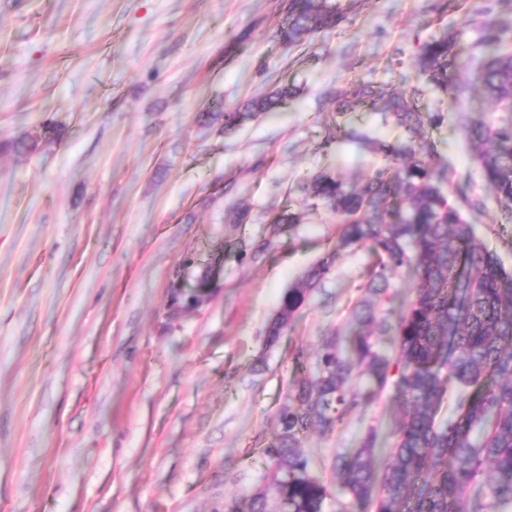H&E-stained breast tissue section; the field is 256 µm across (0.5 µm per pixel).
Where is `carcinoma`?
<instances>
[{"label":"carcinoma","instance_id":"carcinoma-1","mask_svg":"<svg viewBox=\"0 0 512 512\" xmlns=\"http://www.w3.org/2000/svg\"><path fill=\"white\" fill-rule=\"evenodd\" d=\"M478 43L480 58L470 84L449 83L459 66L448 39L420 48L423 72L438 87L456 94L476 89L496 112H512V51H504L508 26L488 5ZM342 15L327 0H290L278 32L284 43L336 28ZM291 91L284 87L251 103L245 112L224 113V133L256 112H271ZM384 112L409 135L405 145L376 142L387 167L364 186L347 191L328 176L305 186L313 205H326L340 217L339 245L366 244L377 262L359 286L352 320L369 323L384 335L395 328L398 348L391 355L369 335L327 340L313 369L304 353H294L302 373L290 385L277 415V433L264 449L270 461L267 483L246 499L224 504V512H325L329 493L313 474L301 437L311 429L332 431L356 408L394 390L404 413L394 448L380 471L373 468L377 434L362 447L336 457V479L356 502L375 512H476L472 490L484 485L493 503L512 506V273L502 269L472 225L442 190L447 171L433 170L419 158L430 150L424 127L434 119L400 94H380ZM461 130L475 146V161L512 223V120L465 122ZM331 247L296 286L288 289L278 317L268 328L275 342L293 320L308 293L328 273ZM402 267L417 275L413 299L376 316L379 303H392L389 278ZM207 280L190 293L175 290L172 304L190 308L206 291ZM396 324H390V316ZM365 377L351 388L354 375ZM455 387V416L437 422L448 389Z\"/></svg>","mask_w":512,"mask_h":512}]
</instances>
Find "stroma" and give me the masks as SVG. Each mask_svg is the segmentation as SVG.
Here are the masks:
<instances>
[{
    "label": "stroma",
    "mask_w": 512,
    "mask_h": 512,
    "mask_svg": "<svg viewBox=\"0 0 512 512\" xmlns=\"http://www.w3.org/2000/svg\"><path fill=\"white\" fill-rule=\"evenodd\" d=\"M343 20L301 43L276 35L284 0H0V512H224L264 483V448L295 376L350 313L374 258L338 252L275 345L266 327L288 288L335 244L337 218L308 205L307 178L362 186L385 161L372 140L407 141L359 86L441 115L425 162L512 272V224L462 122L490 106L428 84L420 46L448 34L468 83L482 31L471 0H335ZM279 116L225 133L204 112L245 108L280 86ZM61 130L31 153L9 144ZM301 216L287 231L272 218ZM211 295L196 287L213 253ZM390 394L302 449L326 512H361L335 459L378 433L396 442Z\"/></svg>",
    "instance_id": "1"
}]
</instances>
